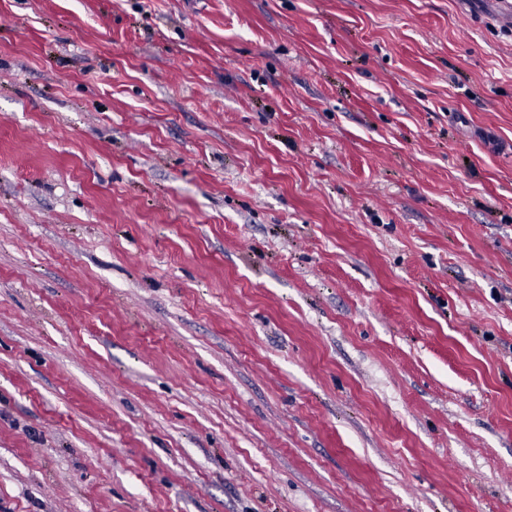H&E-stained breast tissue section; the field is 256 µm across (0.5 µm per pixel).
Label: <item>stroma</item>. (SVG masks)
<instances>
[{
    "label": "stroma",
    "mask_w": 512,
    "mask_h": 512,
    "mask_svg": "<svg viewBox=\"0 0 512 512\" xmlns=\"http://www.w3.org/2000/svg\"><path fill=\"white\" fill-rule=\"evenodd\" d=\"M498 0H0V512H512Z\"/></svg>",
    "instance_id": "1"
}]
</instances>
